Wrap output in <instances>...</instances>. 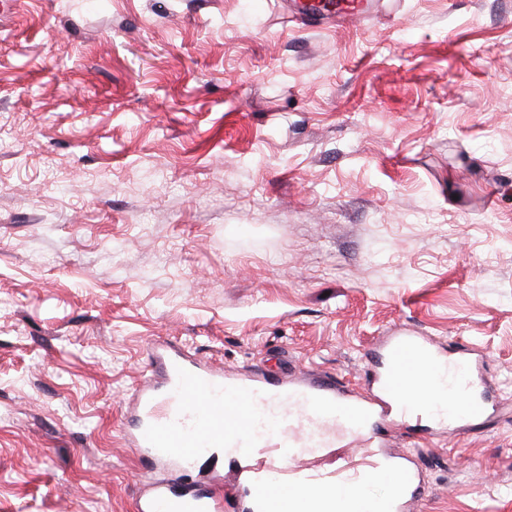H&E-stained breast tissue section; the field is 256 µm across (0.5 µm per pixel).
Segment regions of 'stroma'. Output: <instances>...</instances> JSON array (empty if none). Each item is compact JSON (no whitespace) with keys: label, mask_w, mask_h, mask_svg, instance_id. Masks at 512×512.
Here are the masks:
<instances>
[{"label":"stroma","mask_w":512,"mask_h":512,"mask_svg":"<svg viewBox=\"0 0 512 512\" xmlns=\"http://www.w3.org/2000/svg\"><path fill=\"white\" fill-rule=\"evenodd\" d=\"M0 0V512H133L152 345L364 391L410 329L497 405L414 512H512V0Z\"/></svg>","instance_id":"obj_1"}]
</instances>
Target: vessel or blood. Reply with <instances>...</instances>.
I'll return each mask as SVG.
<instances>
[{"instance_id":"b4317fda","label":"vessel or blood","mask_w":512,"mask_h":512,"mask_svg":"<svg viewBox=\"0 0 512 512\" xmlns=\"http://www.w3.org/2000/svg\"><path fill=\"white\" fill-rule=\"evenodd\" d=\"M377 392L357 396L327 376L269 381L264 371L242 377L167 353L160 380L146 378L139 392L141 422L133 445L160 462L187 468L212 448L238 451L239 479L199 490L155 486L136 499L137 512H282L283 491L322 493L334 512L349 491L382 482L371 512H410L427 487L413 456L383 448L375 427L392 419L468 422L485 416L488 398H473L479 375L465 356H449L407 330L378 350ZM445 390L444 398L412 397V380Z\"/></svg>"}]
</instances>
